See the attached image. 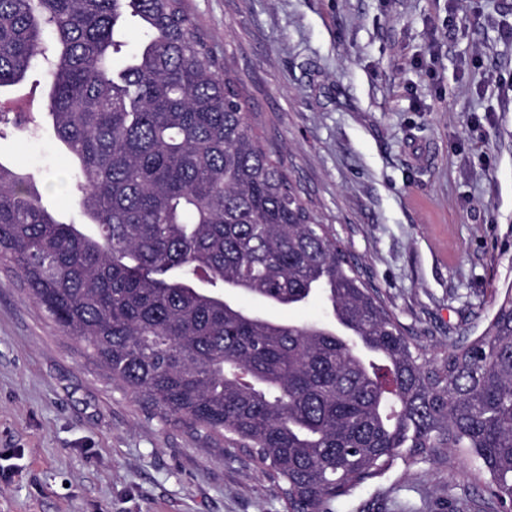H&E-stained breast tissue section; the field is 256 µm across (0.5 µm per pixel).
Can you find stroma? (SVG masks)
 Masks as SVG:
<instances>
[{"instance_id": "35a3bbf8", "label": "stroma", "mask_w": 512, "mask_h": 512, "mask_svg": "<svg viewBox=\"0 0 512 512\" xmlns=\"http://www.w3.org/2000/svg\"><path fill=\"white\" fill-rule=\"evenodd\" d=\"M264 145L407 336L487 326L512 286V0H185ZM0 162L79 222L51 128L0 134ZM470 462L410 467L335 512H446ZM0 512H283L222 437L113 383L0 269Z\"/></svg>"}]
</instances>
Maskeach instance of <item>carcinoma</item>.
<instances>
[{"label":"carcinoma","mask_w":512,"mask_h":512,"mask_svg":"<svg viewBox=\"0 0 512 512\" xmlns=\"http://www.w3.org/2000/svg\"><path fill=\"white\" fill-rule=\"evenodd\" d=\"M37 69L83 223L0 162V266L86 358L248 449L285 512H335L368 484L387 500L384 479L450 449L512 512V288L481 335L412 342L265 150L184 0H0V88ZM244 297L325 312L286 321Z\"/></svg>","instance_id":"1"}]
</instances>
